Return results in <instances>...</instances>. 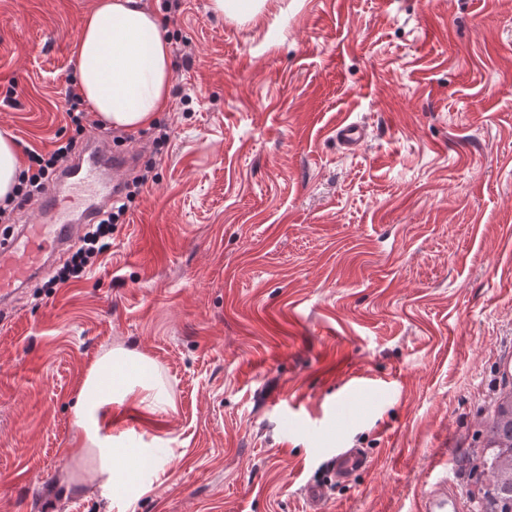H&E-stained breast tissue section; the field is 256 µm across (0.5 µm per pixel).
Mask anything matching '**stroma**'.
<instances>
[{
    "instance_id": "obj_1",
    "label": "stroma",
    "mask_w": 512,
    "mask_h": 512,
    "mask_svg": "<svg viewBox=\"0 0 512 512\" xmlns=\"http://www.w3.org/2000/svg\"><path fill=\"white\" fill-rule=\"evenodd\" d=\"M95 2L0 0L19 161L74 133ZM168 36L172 103L130 134L155 183L81 278L0 310V512H310L313 483L326 512H421L443 476L479 512L512 391V0H267L244 23L182 0ZM111 346L151 358L174 407H109L130 443L172 440L150 491L109 505L65 479ZM348 448L368 469L331 481ZM336 140L347 148L358 147L365 139L366 132L363 126L356 122L342 120L334 129Z\"/></svg>"
}]
</instances>
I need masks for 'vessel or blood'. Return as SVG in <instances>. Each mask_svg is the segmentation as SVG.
Masks as SVG:
<instances>
[{"instance_id":"1","label":"vessel or blood","mask_w":512,"mask_h":512,"mask_svg":"<svg viewBox=\"0 0 512 512\" xmlns=\"http://www.w3.org/2000/svg\"><path fill=\"white\" fill-rule=\"evenodd\" d=\"M338 142L358 147L365 139L363 126L346 120L337 123ZM134 153H113L108 134L91 133L84 146L59 168L52 186L37 198L35 219L22 220L17 231L0 245V301L11 302L47 266L50 258L64 254L85 225L96 223L104 209L119 196L122 178L131 170ZM368 459L359 449L339 453L332 475L339 481L367 469ZM423 512H464V504L448 480L437 482L424 501Z\"/></svg>"}]
</instances>
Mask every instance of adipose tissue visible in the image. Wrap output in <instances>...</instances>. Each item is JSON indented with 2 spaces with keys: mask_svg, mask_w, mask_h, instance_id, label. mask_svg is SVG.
Returning <instances> with one entry per match:
<instances>
[{
  "mask_svg": "<svg viewBox=\"0 0 512 512\" xmlns=\"http://www.w3.org/2000/svg\"><path fill=\"white\" fill-rule=\"evenodd\" d=\"M77 53L79 91L104 123L142 129L168 110L170 45L160 17L142 0H96L82 18ZM134 393L151 410L173 405L151 360L109 349L91 364L78 395L77 426L94 462L91 480L110 501L148 492L158 464L150 444L131 450L124 436L103 429V411Z\"/></svg>",
  "mask_w": 512,
  "mask_h": 512,
  "instance_id": "adipose-tissue-1",
  "label": "adipose tissue"
}]
</instances>
